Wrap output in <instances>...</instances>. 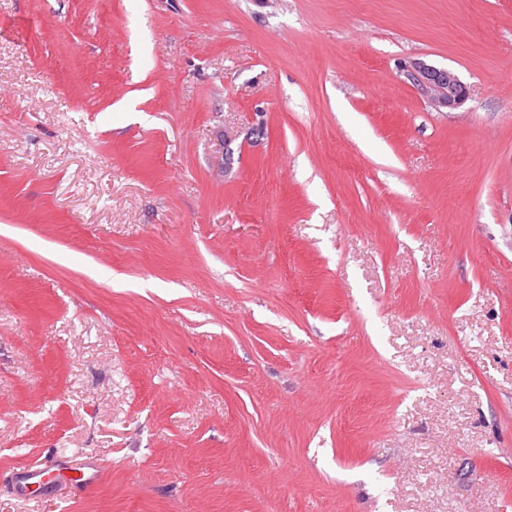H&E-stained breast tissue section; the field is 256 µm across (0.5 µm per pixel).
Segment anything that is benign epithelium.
<instances>
[{"label":"benign epithelium","mask_w":512,"mask_h":512,"mask_svg":"<svg viewBox=\"0 0 512 512\" xmlns=\"http://www.w3.org/2000/svg\"><path fill=\"white\" fill-rule=\"evenodd\" d=\"M399 75L426 97L437 110L455 109L470 97L469 86L457 73L422 60L411 59L401 63Z\"/></svg>","instance_id":"1"}]
</instances>
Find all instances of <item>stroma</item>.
<instances>
[{
	"instance_id": "stroma-1",
	"label": "stroma",
	"mask_w": 512,
	"mask_h": 512,
	"mask_svg": "<svg viewBox=\"0 0 512 512\" xmlns=\"http://www.w3.org/2000/svg\"><path fill=\"white\" fill-rule=\"evenodd\" d=\"M0 512H512V0H0ZM399 75L426 97L437 110L455 109L470 97V88L450 69L411 59L399 66Z\"/></svg>"
}]
</instances>
